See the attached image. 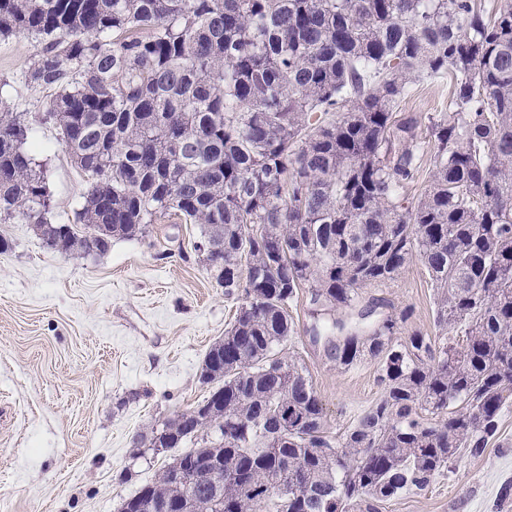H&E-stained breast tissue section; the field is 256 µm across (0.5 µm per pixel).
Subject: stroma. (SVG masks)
I'll list each match as a JSON object with an SVG mask.
<instances>
[{
	"label": "stroma",
	"instance_id": "35a3bbf8",
	"mask_svg": "<svg viewBox=\"0 0 512 512\" xmlns=\"http://www.w3.org/2000/svg\"><path fill=\"white\" fill-rule=\"evenodd\" d=\"M40 45L31 36L0 39V103L33 121L28 145L46 164L48 215L72 222L85 175L63 151L50 99L19 78ZM402 111L448 109V82L419 84ZM10 242L0 253V512H120L123 501L155 481L162 461L135 447L136 434L206 399L202 361L224 336L238 305L208 270L200 227L161 221L141 239L113 240L100 256L65 257L44 247L33 225L0 223ZM435 290L411 263L394 281L363 289L359 306L375 317L407 312L402 333L444 336ZM295 332L281 346L308 370L323 404L324 431L339 440L381 396L379 364L347 369L329 362L305 332L306 293L288 307ZM512 406L499 438L466 457L425 491L385 502L380 512H512Z\"/></svg>",
	"mask_w": 512,
	"mask_h": 512
}]
</instances>
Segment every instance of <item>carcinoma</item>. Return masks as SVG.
Wrapping results in <instances>:
<instances>
[{
    "mask_svg": "<svg viewBox=\"0 0 512 512\" xmlns=\"http://www.w3.org/2000/svg\"><path fill=\"white\" fill-rule=\"evenodd\" d=\"M40 40L25 73L87 178L56 234L25 114L0 110V222L35 226L67 257L167 219L201 226L240 305L209 349L208 414L134 438L224 470L191 512H378L458 458L480 457L512 404V5L482 0H0V35ZM451 78L429 116L432 170L416 202L413 86ZM435 288L438 344L396 341L407 312L331 317L412 262ZM307 289L327 358L379 360L383 395L342 440L323 431L309 372L276 347ZM163 466L127 512L181 497ZM282 486L285 495L266 494Z\"/></svg>",
    "mask_w": 512,
    "mask_h": 512,
    "instance_id": "1",
    "label": "carcinoma"
}]
</instances>
